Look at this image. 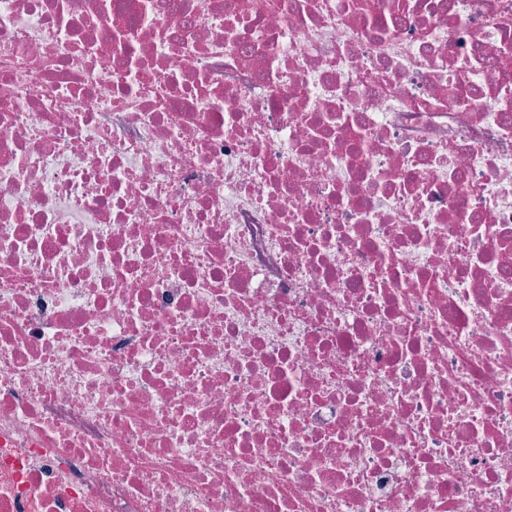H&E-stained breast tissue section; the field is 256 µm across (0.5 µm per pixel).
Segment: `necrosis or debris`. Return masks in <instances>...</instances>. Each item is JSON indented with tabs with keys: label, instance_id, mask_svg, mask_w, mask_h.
I'll return each instance as SVG.
<instances>
[{
	"label": "necrosis or debris",
	"instance_id": "4bbe7bcc",
	"mask_svg": "<svg viewBox=\"0 0 512 512\" xmlns=\"http://www.w3.org/2000/svg\"><path fill=\"white\" fill-rule=\"evenodd\" d=\"M0 512H512V0H0Z\"/></svg>",
	"mask_w": 512,
	"mask_h": 512
}]
</instances>
